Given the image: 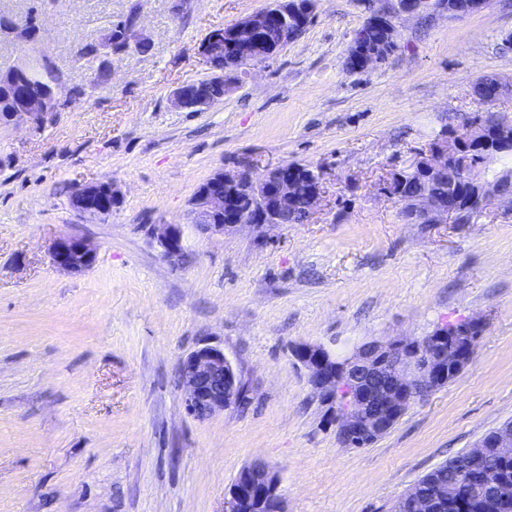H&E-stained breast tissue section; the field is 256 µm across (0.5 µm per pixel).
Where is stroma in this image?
<instances>
[{
  "mask_svg": "<svg viewBox=\"0 0 512 512\" xmlns=\"http://www.w3.org/2000/svg\"><path fill=\"white\" fill-rule=\"evenodd\" d=\"M140 4L152 50L105 48L110 23ZM270 0H0V68L44 54L68 106L45 123H0V512H224L245 466L279 475L286 512H391L427 472L512 421V206L464 224H417L379 193L444 131L512 124V7L405 19L399 47L364 72L345 66L367 12L319 0L305 33L224 85L203 112L173 91L207 75L214 30ZM99 53L83 56L85 46ZM108 66L107 82L95 79ZM502 83L479 100L480 79ZM241 161L321 168L325 194L303 224L201 231L191 200ZM111 181L109 219H80L77 186ZM180 225L184 258L149 225ZM86 238L96 261L58 269L51 246ZM478 318L465 369L412 404L387 434L345 448L291 349L336 353L370 339L423 337ZM223 348L239 405L189 415L178 365Z\"/></svg>",
  "mask_w": 512,
  "mask_h": 512,
  "instance_id": "35a3bbf8",
  "label": "stroma"
}]
</instances>
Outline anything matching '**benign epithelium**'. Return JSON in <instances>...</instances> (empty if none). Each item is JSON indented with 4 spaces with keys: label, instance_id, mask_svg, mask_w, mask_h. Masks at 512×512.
Returning a JSON list of instances; mask_svg holds the SVG:
<instances>
[{
    "label": "benign epithelium",
    "instance_id": "7a95c632",
    "mask_svg": "<svg viewBox=\"0 0 512 512\" xmlns=\"http://www.w3.org/2000/svg\"><path fill=\"white\" fill-rule=\"evenodd\" d=\"M368 12L365 32L355 33L347 50L346 67L365 71L386 60L385 49L374 42L378 33L385 43L398 39V24L406 16L433 10L454 16H466L487 9L491 0H455L447 6L441 0H383L376 6L362 0ZM278 13L264 9L237 22L234 34L246 37L278 23ZM303 17L282 27L283 43L271 47L260 43H239L242 54L261 62L270 60L290 43L288 34H297L303 27ZM206 60L224 55V30L212 32L201 45ZM23 63L0 69V86L21 84ZM38 95H25L9 114L14 124L30 121L42 124L56 112L61 101L58 85ZM502 153H512V127L489 126L480 120L463 133L444 132L432 143L420 166L424 177L440 181L451 172L459 171L476 187V193L462 207L444 198L421 193L414 199L413 219L421 224H463L468 216L483 209L488 201L499 199L512 204V173H497L488 166ZM285 165L265 169L263 178L255 181L258 188L271 181L279 205L284 207L293 198L295 181L284 173ZM245 178L252 179V165H239L231 172L213 174L209 184L198 191L191 203L197 226L205 233L224 234L245 225L236 214L234 188ZM121 196L111 182H92L76 187L69 198L71 209L88 220H101L118 208ZM150 233L172 262L181 258L183 238L178 224H152ZM53 262L58 267L82 272L96 260V251L79 236L63 234L51 248ZM481 320L471 322V328L452 336L443 331L422 342L415 338H396L363 342L344 356L321 346L302 344L294 356L307 372L308 381L326 406L328 425L335 428L337 440L345 445L348 439L362 436L377 438L393 426L400 414L412 403L428 396L451 374L460 373L470 362ZM179 386L187 412L206 419L234 404L241 395L242 384L233 362L217 346L203 345L185 356L178 368ZM499 459L512 458V423L498 428L493 438L479 441L455 464V471L470 476V482L482 492L492 494L503 507L512 505V482L501 476L497 467H485L470 473L472 464L488 455ZM446 512L448 494L444 490L422 491L413 487L407 499L397 503L392 512ZM225 512H284L278 493V476L265 465L247 466L240 470L225 501Z\"/></svg>",
    "mask_w": 512,
    "mask_h": 512
}]
</instances>
